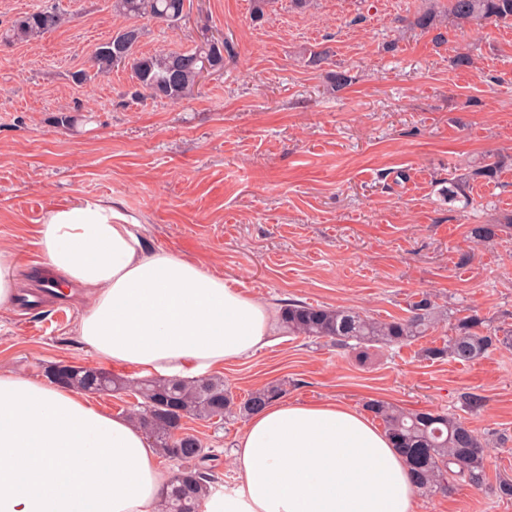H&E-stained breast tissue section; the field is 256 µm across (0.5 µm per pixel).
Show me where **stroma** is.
<instances>
[{
  "instance_id": "obj_1",
  "label": "stroma",
  "mask_w": 512,
  "mask_h": 512,
  "mask_svg": "<svg viewBox=\"0 0 512 512\" xmlns=\"http://www.w3.org/2000/svg\"><path fill=\"white\" fill-rule=\"evenodd\" d=\"M51 7L66 15L60 28L0 42V241L19 253L23 283L0 312V365L35 378L57 363L101 367L77 336L80 289L45 303L34 293L35 229L66 201L116 200L150 247L277 309L296 300L391 320L430 293L440 320L414 344L340 350L283 332L225 365L224 381L238 398L284 380L290 401L461 417L487 442V479L419 497L418 512H512L496 493L512 477V347L465 364L424 355L466 315L512 329V22L417 26L448 0H272L259 20L251 0H187L169 28L127 21L112 0H0V26ZM130 23L146 54L223 38V72L179 103L133 99L127 69L73 83ZM322 49L328 59L310 63ZM459 53L470 66H452ZM336 72L349 85L336 88ZM491 159L496 175L473 177ZM479 224L500 230L480 242ZM471 394L481 407L466 406ZM244 424L183 422L226 488L239 481L231 451Z\"/></svg>"
}]
</instances>
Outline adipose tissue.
Wrapping results in <instances>:
<instances>
[{
    "label": "adipose tissue",
    "instance_id": "1",
    "mask_svg": "<svg viewBox=\"0 0 512 512\" xmlns=\"http://www.w3.org/2000/svg\"><path fill=\"white\" fill-rule=\"evenodd\" d=\"M120 202L75 199L37 227L40 266L88 298L77 333L100 360L194 377L270 345L279 323L223 276L148 248ZM238 485L206 512H417L406 457L336 399L275 402L232 451ZM174 478L129 416L0 368V512H162Z\"/></svg>",
    "mask_w": 512,
    "mask_h": 512
}]
</instances>
